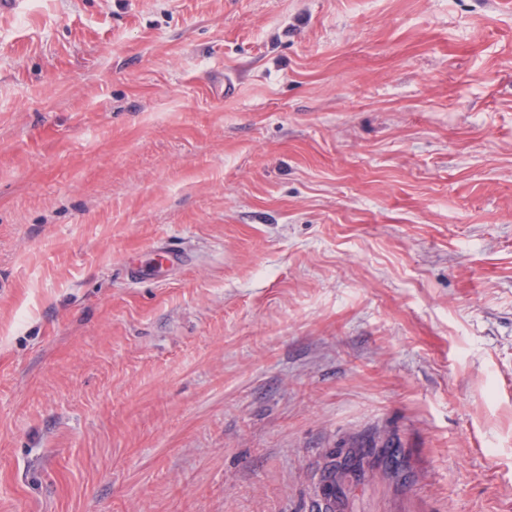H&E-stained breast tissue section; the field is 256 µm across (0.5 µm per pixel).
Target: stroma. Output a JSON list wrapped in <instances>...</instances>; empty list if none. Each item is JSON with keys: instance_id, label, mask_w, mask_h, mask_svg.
<instances>
[{"instance_id": "35a3bbf8", "label": "stroma", "mask_w": 512, "mask_h": 512, "mask_svg": "<svg viewBox=\"0 0 512 512\" xmlns=\"http://www.w3.org/2000/svg\"><path fill=\"white\" fill-rule=\"evenodd\" d=\"M0 512H512V0L0 13Z\"/></svg>"}]
</instances>
